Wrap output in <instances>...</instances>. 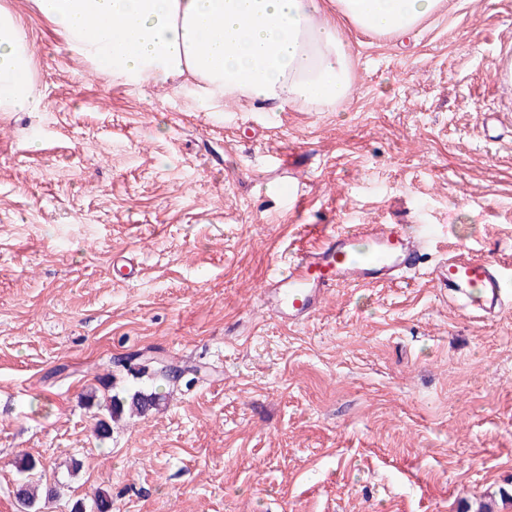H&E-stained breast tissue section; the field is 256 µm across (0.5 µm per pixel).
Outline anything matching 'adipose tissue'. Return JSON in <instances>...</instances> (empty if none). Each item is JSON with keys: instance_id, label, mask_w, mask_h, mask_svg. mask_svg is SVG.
Returning <instances> with one entry per match:
<instances>
[{"instance_id": "ef3b65f1", "label": "adipose tissue", "mask_w": 512, "mask_h": 512, "mask_svg": "<svg viewBox=\"0 0 512 512\" xmlns=\"http://www.w3.org/2000/svg\"><path fill=\"white\" fill-rule=\"evenodd\" d=\"M441 0H31L66 47L120 84L192 79L210 103L229 97L333 110L353 85L347 22L408 34ZM30 42L0 5V112L42 103Z\"/></svg>"}]
</instances>
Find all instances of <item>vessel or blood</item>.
I'll use <instances>...</instances> for the list:
<instances>
[{
  "label": "vessel or blood",
  "mask_w": 512,
  "mask_h": 512,
  "mask_svg": "<svg viewBox=\"0 0 512 512\" xmlns=\"http://www.w3.org/2000/svg\"><path fill=\"white\" fill-rule=\"evenodd\" d=\"M433 246L423 224H360L343 232H323L312 246L292 250L260 289L261 303L279 322L310 321L337 289L396 283L417 273ZM448 290L450 304L477 318L490 317L512 302L501 264L463 246L449 247L431 270Z\"/></svg>",
  "instance_id": "b4317fda"
}]
</instances>
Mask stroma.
Listing matches in <instances>:
<instances>
[{
	"label": "stroma",
	"instance_id": "obj_1",
	"mask_svg": "<svg viewBox=\"0 0 512 512\" xmlns=\"http://www.w3.org/2000/svg\"><path fill=\"white\" fill-rule=\"evenodd\" d=\"M0 3L43 92L0 112V512L24 454L58 490L43 512H512V307L469 318L428 275L465 245L512 293V0H445L409 37L343 25L333 110L117 84ZM377 220L433 225L425 274L299 326L263 309L303 226ZM134 352L200 374L98 439L81 397L130 388Z\"/></svg>",
	"mask_w": 512,
	"mask_h": 512
}]
</instances>
